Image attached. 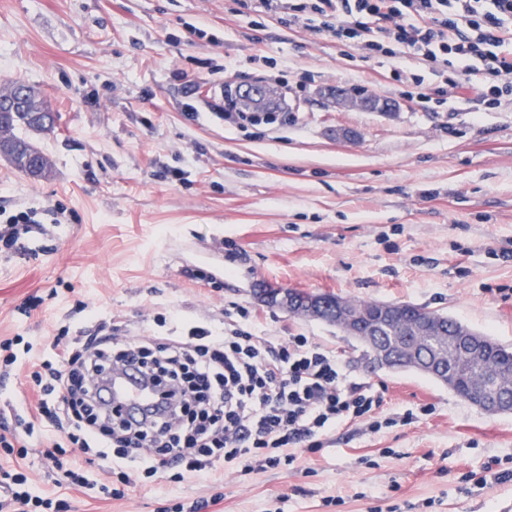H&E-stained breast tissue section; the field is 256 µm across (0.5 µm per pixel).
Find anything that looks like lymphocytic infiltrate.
Here are the masks:
<instances>
[{
    "label": "lymphocytic infiltrate",
    "instance_id": "obj_1",
    "mask_svg": "<svg viewBox=\"0 0 512 512\" xmlns=\"http://www.w3.org/2000/svg\"><path fill=\"white\" fill-rule=\"evenodd\" d=\"M262 18L295 26L319 16L338 42L365 58L406 54L452 70L445 87L426 93L421 75L395 70L423 108L443 104L463 77H473L478 100L496 108L512 95V0H238ZM34 210L0 225V250L24 251L29 234H45ZM50 358L30 378L38 392L33 418L0 415V448L18 458L35 426L46 430L44 454L57 484L80 485L82 457L104 461L125 488L181 483L217 470L248 472L291 465L297 450L315 452L322 436L356 421L376 432L430 414L376 419L382 396L350 380L335 355L298 335L258 333L241 307L223 329L195 325L183 336H132L111 319L90 315L76 335L60 332ZM138 360L156 401L142 426L95 410L92 399L112 365ZM46 500L24 473L0 484V512H30Z\"/></svg>",
    "mask_w": 512,
    "mask_h": 512
}]
</instances>
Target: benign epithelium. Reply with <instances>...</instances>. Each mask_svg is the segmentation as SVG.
<instances>
[{"label":"benign epithelium","mask_w":512,"mask_h":512,"mask_svg":"<svg viewBox=\"0 0 512 512\" xmlns=\"http://www.w3.org/2000/svg\"><path fill=\"white\" fill-rule=\"evenodd\" d=\"M333 96L337 104L345 107L371 112L394 109V104L389 101L352 94L345 89L336 90ZM30 98V88L23 86L11 98L1 100L0 121L15 112L27 110ZM279 308L297 317L319 318L313 293L301 298L290 292L284 296ZM329 318L344 335L362 342L376 365L418 370L452 388L464 379L469 385L467 401L472 405L489 414L512 412V389L482 377V367L491 361L490 346L487 340L472 331L465 328L448 331V345L429 351L425 361L422 359V342L415 337L433 336L445 331L441 322L427 309H420L412 317L401 320L395 306L390 303L382 302L368 308L338 297L333 301ZM393 321L398 322V335L387 339L381 337V331Z\"/></svg>","instance_id":"obj_1"}]
</instances>
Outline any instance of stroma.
<instances>
[{"label":"stroma","instance_id":"obj_1","mask_svg":"<svg viewBox=\"0 0 512 512\" xmlns=\"http://www.w3.org/2000/svg\"><path fill=\"white\" fill-rule=\"evenodd\" d=\"M224 63L233 85L286 92L287 121L226 119L207 74ZM400 67L441 84L422 61L365 59L320 22H260L235 0H0V88L23 81L56 114L54 133L32 137L49 179L0 159V213L34 208L48 226L31 255H0L1 339L48 341L83 301L134 336L156 332L158 312L220 328L244 307L258 331L311 337L382 392L380 417L433 408L376 433L341 425L289 466L120 500L97 499L95 465L88 487L56 486L38 430L26 464L42 497L70 512H173L217 494L215 512H512V482L484 472L494 458L512 469V412L413 370H369L336 326L262 300L410 303L512 348V97L485 110L468 87L428 111ZM336 86L400 108L337 107Z\"/></svg>","mask_w":512,"mask_h":512}]
</instances>
